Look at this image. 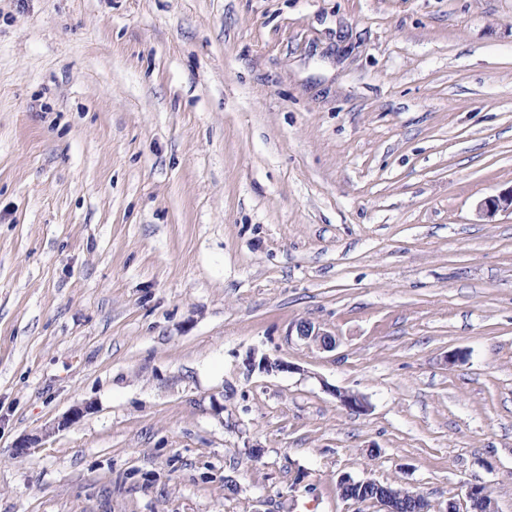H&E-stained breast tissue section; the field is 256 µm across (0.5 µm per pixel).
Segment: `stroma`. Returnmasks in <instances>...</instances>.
<instances>
[{
	"instance_id": "stroma-1",
	"label": "stroma",
	"mask_w": 512,
	"mask_h": 512,
	"mask_svg": "<svg viewBox=\"0 0 512 512\" xmlns=\"http://www.w3.org/2000/svg\"><path fill=\"white\" fill-rule=\"evenodd\" d=\"M510 187L512 0H0V512H512ZM479 217L492 219L498 213L512 214V187L509 191L500 193L481 201L477 206ZM294 328L296 332L295 336L308 346H313L324 351L332 350L336 346V339L330 332L315 326L311 322L300 321ZM294 328L291 329L289 333L290 336H292ZM401 492H391L388 494L379 495L375 497L368 496L365 500L358 499L357 502H373L378 504L381 512H402L400 509L409 504V507L413 509V512H436L434 510H427V499L420 493L411 491L405 487ZM399 495V497H398ZM401 497V501H395ZM403 500V501H402Z\"/></svg>"
}]
</instances>
